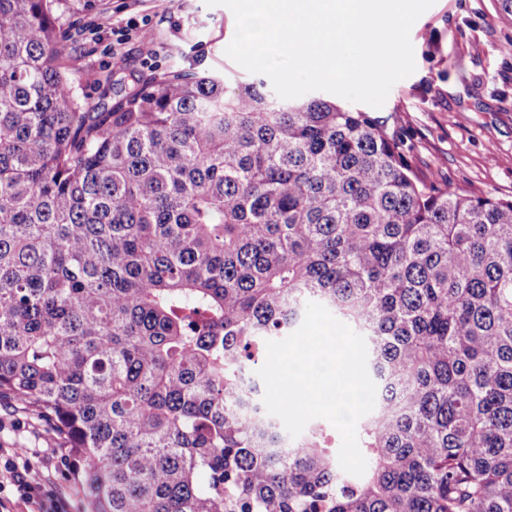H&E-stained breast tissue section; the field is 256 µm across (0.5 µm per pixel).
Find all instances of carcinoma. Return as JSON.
<instances>
[{"label": "carcinoma", "instance_id": "obj_1", "mask_svg": "<svg viewBox=\"0 0 512 512\" xmlns=\"http://www.w3.org/2000/svg\"><path fill=\"white\" fill-rule=\"evenodd\" d=\"M58 2L0 0V398L89 512H512V200L262 83L176 68L102 111ZM310 301L367 344L361 477L253 376Z\"/></svg>", "mask_w": 512, "mask_h": 512}]
</instances>
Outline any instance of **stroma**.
<instances>
[{
    "label": "stroma",
    "mask_w": 512,
    "mask_h": 512,
    "mask_svg": "<svg viewBox=\"0 0 512 512\" xmlns=\"http://www.w3.org/2000/svg\"><path fill=\"white\" fill-rule=\"evenodd\" d=\"M60 33L70 52L69 77L79 98L112 106L117 77H157L178 65L223 74L229 87L256 81L225 49L236 22L205 0H61ZM147 25L154 44H117L129 21ZM415 72L397 82L385 104L369 113L401 139L419 174L473 195L512 200V20L499 0H435L413 25ZM0 448L29 449L51 484L68 485L63 512H87L85 495L64 466L49 426L31 411L0 401Z\"/></svg>",
    "instance_id": "obj_1"
}]
</instances>
